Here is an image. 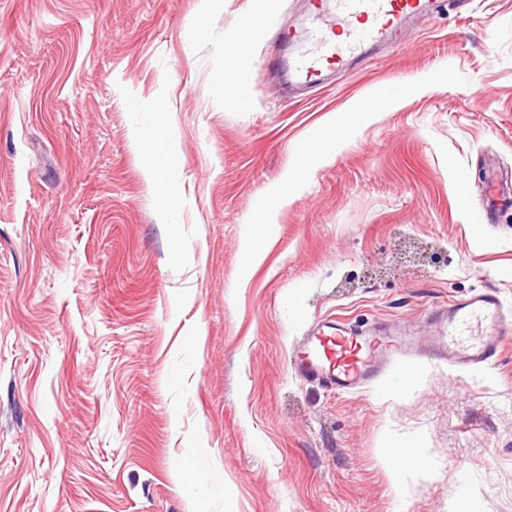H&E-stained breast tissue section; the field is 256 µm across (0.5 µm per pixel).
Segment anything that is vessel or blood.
Listing matches in <instances>:
<instances>
[{"label": "vessel or blood", "mask_w": 512, "mask_h": 512, "mask_svg": "<svg viewBox=\"0 0 512 512\" xmlns=\"http://www.w3.org/2000/svg\"><path fill=\"white\" fill-rule=\"evenodd\" d=\"M432 0H332V22L313 31L310 44L288 61L301 83L317 86L326 71L368 61L375 46L391 42L406 19L431 7ZM512 328L497 292L484 291L449 302L435 323L431 341L355 329L323 321L290 356L301 379L336 393L358 391L387 376L393 388L407 381V359L432 353L466 373L495 364L498 338Z\"/></svg>", "instance_id": "1"}]
</instances>
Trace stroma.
Returning <instances> with one entry per match:
<instances>
[{
  "instance_id": "stroma-1",
  "label": "stroma",
  "mask_w": 512,
  "mask_h": 512,
  "mask_svg": "<svg viewBox=\"0 0 512 512\" xmlns=\"http://www.w3.org/2000/svg\"><path fill=\"white\" fill-rule=\"evenodd\" d=\"M263 15L308 0H0V512H512V331L398 392L289 362L328 317L512 309V0H441L288 94L238 40Z\"/></svg>"
}]
</instances>
